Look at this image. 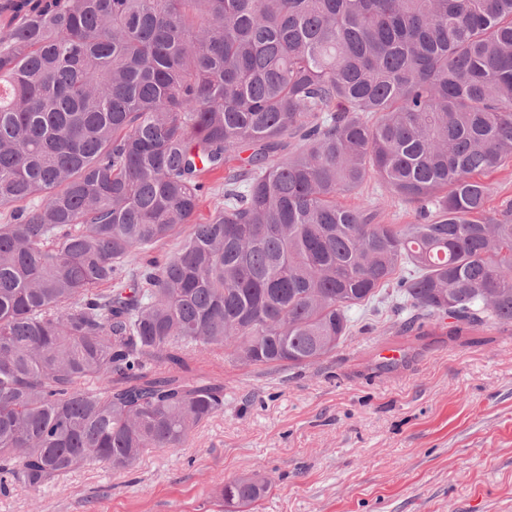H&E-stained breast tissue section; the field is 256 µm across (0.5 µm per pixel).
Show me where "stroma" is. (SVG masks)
<instances>
[{"label":"stroma","mask_w":512,"mask_h":512,"mask_svg":"<svg viewBox=\"0 0 512 512\" xmlns=\"http://www.w3.org/2000/svg\"><path fill=\"white\" fill-rule=\"evenodd\" d=\"M382 224L414 208L370 180L348 205ZM332 357L274 371L229 350L191 352L223 383L224 409L179 448L115 473L90 465L40 490L12 486L0 512H238L227 481L266 476L257 512H512V327L455 337L448 318L400 333L404 313L353 308Z\"/></svg>","instance_id":"1"}]
</instances>
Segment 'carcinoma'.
<instances>
[{
	"mask_svg": "<svg viewBox=\"0 0 512 512\" xmlns=\"http://www.w3.org/2000/svg\"><path fill=\"white\" fill-rule=\"evenodd\" d=\"M507 161L512 0H0V492L186 443L224 385L155 372L195 349L304 368L389 298L512 326ZM372 177L419 223L344 204ZM487 181L492 185L489 208L495 212L504 200L512 199V163L492 173Z\"/></svg>",
	"mask_w": 512,
	"mask_h": 512,
	"instance_id": "carcinoma-1",
	"label": "carcinoma"
}]
</instances>
